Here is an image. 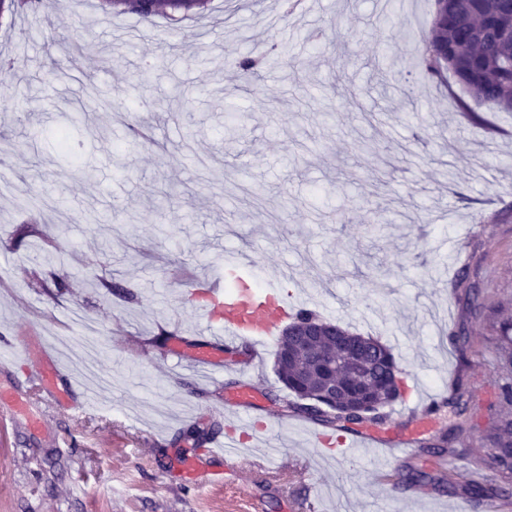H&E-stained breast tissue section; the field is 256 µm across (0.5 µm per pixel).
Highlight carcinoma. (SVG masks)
<instances>
[{"instance_id": "cac0c4a2", "label": "carcinoma", "mask_w": 512, "mask_h": 512, "mask_svg": "<svg viewBox=\"0 0 512 512\" xmlns=\"http://www.w3.org/2000/svg\"><path fill=\"white\" fill-rule=\"evenodd\" d=\"M106 15L131 13L148 18L163 14L178 21L189 13L206 10L210 0H99ZM429 33L415 51L413 66L429 78L448 72L464 90L484 103L512 112V9L502 0H434ZM43 0H0V15L37 14ZM278 51L271 45L254 56L241 58L237 67L246 77L259 76L267 56ZM323 334L309 348L279 336L275 355L278 381L286 389L282 401L287 411L312 419L329 428L351 429V425L378 424L385 420L382 409L399 397L394 376L403 368L391 349L381 341L331 322H323ZM338 343L352 347L353 362L368 366L380 378L363 384L343 373L342 390L336 403H325L321 393L332 374L318 365ZM496 468L501 481L470 487L471 498L491 501L512 497V416L504 414L491 436Z\"/></svg>"}]
</instances>
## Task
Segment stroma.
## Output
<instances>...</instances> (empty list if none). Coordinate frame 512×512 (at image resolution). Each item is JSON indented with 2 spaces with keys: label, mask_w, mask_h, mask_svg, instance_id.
<instances>
[{
  "label": "stroma",
  "mask_w": 512,
  "mask_h": 512,
  "mask_svg": "<svg viewBox=\"0 0 512 512\" xmlns=\"http://www.w3.org/2000/svg\"><path fill=\"white\" fill-rule=\"evenodd\" d=\"M433 10L434 0H323L311 13L210 0L175 28L161 15H103L98 0H47L37 15L0 17V56H25L0 69V388L16 394L0 401V512H393L395 497L409 512H488L466 490L497 477L488 435L505 408L498 353L512 337V114L454 80L408 74ZM72 43L90 49L53 80ZM274 43L276 67L244 81L239 56ZM380 66L395 76L385 93ZM94 89L109 109L70 127ZM460 99L482 124L458 112ZM228 112L245 115L233 140ZM20 226L31 235L17 238ZM230 252L249 254L261 282L315 296L320 318L392 347L407 386L439 394L411 457L323 455L315 437L328 428L274 400V347L227 355L216 380L193 376L173 341L208 333L183 283ZM53 275L69 289L43 287ZM82 317L111 358L76 339ZM459 328L462 347L449 340ZM54 333L70 339L55 384L38 375L37 344L9 346ZM241 380L255 404L227 406ZM456 422L466 455L430 453ZM195 425L214 442L246 425L264 434L225 480L222 461L188 438ZM270 446L284 468L254 474ZM415 470L430 482L411 484Z\"/></svg>",
  "instance_id": "35a3bbf8"
}]
</instances>
